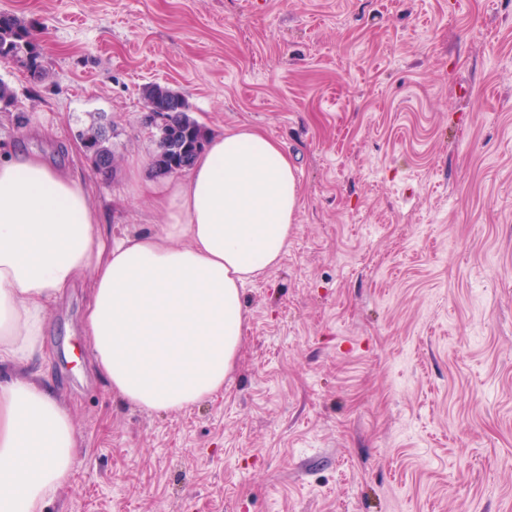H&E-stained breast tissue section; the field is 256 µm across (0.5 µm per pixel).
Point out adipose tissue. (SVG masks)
Instances as JSON below:
<instances>
[{
    "label": "adipose tissue",
    "mask_w": 512,
    "mask_h": 512,
    "mask_svg": "<svg viewBox=\"0 0 512 512\" xmlns=\"http://www.w3.org/2000/svg\"><path fill=\"white\" fill-rule=\"evenodd\" d=\"M94 195L38 154L0 152V512H45L81 452L71 412L32 367L59 295L86 282L88 360L122 402L182 411L223 393L242 291L277 266L301 206L287 155L249 128L152 187L167 217L156 230L113 236Z\"/></svg>",
    "instance_id": "1"
}]
</instances>
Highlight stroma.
<instances>
[{
	"instance_id": "1",
	"label": "stroma",
	"mask_w": 512,
	"mask_h": 512,
	"mask_svg": "<svg viewBox=\"0 0 512 512\" xmlns=\"http://www.w3.org/2000/svg\"><path fill=\"white\" fill-rule=\"evenodd\" d=\"M48 61L0 63V147L94 186L119 235L165 216L142 91L297 167L279 264L246 284L224 392L122 403L85 354L84 284L42 369L84 452L48 512H512V0H0ZM112 122L117 164L79 135Z\"/></svg>"
}]
</instances>
